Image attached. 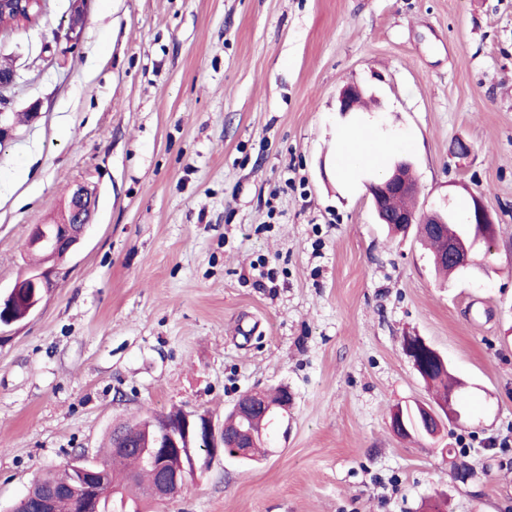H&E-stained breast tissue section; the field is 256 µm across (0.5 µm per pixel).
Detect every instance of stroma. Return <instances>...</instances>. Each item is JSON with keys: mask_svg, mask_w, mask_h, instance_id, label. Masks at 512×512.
Segmentation results:
<instances>
[{"mask_svg": "<svg viewBox=\"0 0 512 512\" xmlns=\"http://www.w3.org/2000/svg\"><path fill=\"white\" fill-rule=\"evenodd\" d=\"M71 6L0 28L10 109L39 110L0 143V289L76 185L95 200L54 288L0 327V512L117 423L220 425L281 386L260 463L206 457L141 512H512V0H87L75 42ZM349 83L368 111H337ZM358 125L413 163L417 210L483 201L470 268L439 277L378 223L376 168L338 165ZM409 333L465 385L432 438L391 427L436 400ZM402 350L418 374L422 378H426L425 381L441 383L447 377V363L444 357L422 337L405 336L402 341ZM429 362L442 364L446 368L438 369L428 376L426 372H430Z\"/></svg>", "mask_w": 512, "mask_h": 512, "instance_id": "35a3bbf8", "label": "stroma"}]
</instances>
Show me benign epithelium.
<instances>
[{"label": "benign epithelium", "instance_id": "7a95c632", "mask_svg": "<svg viewBox=\"0 0 512 512\" xmlns=\"http://www.w3.org/2000/svg\"><path fill=\"white\" fill-rule=\"evenodd\" d=\"M85 4L86 0H72L69 31L74 40L80 37L84 26ZM16 77L17 73L13 68L0 75V142L10 137L14 130L11 113L7 112L9 101L4 91L14 84ZM360 97L362 91L358 86H346L338 98V111H351L353 102ZM366 188L380 224L395 225L399 232L405 233L414 224L444 223L438 212L422 217L414 212L390 211L394 197L412 196L418 191V182L413 174L412 165L407 160L397 161L391 175L368 182ZM91 213V195L84 186H76L60 221L55 224L35 225L30 232L27 248L40 249L49 257L74 251L90 224ZM473 215L476 235L472 242H452L448 245L447 251V258L464 269L473 265L475 243L488 239L493 227L488 211L477 198L474 199ZM53 274L54 270L51 268H40L16 280L7 295L0 298V317L6 319L5 325L9 326L15 322L10 312L17 303H26L30 312L37 308L44 293L53 287ZM402 350L423 378L427 377V372L430 371L429 363L446 364L444 357L420 336L404 337ZM234 410L243 417L256 413L267 416L273 413L274 406L266 403L263 392L250 391L239 396L234 404ZM255 440V434L251 431L247 432L245 437L238 436L227 440L224 427L216 425L206 414L191 415L183 412L177 419L162 422L153 429V434L147 437L145 448L147 460L155 468L153 499L163 501L179 494L185 488L190 466L194 464L195 447L198 442H206L212 452L232 446L236 448V456L245 458L249 454L250 444ZM69 466L80 476L77 480L78 487L87 494H93V478L103 475L102 464L77 455L70 460ZM67 493V488L45 485L30 488L25 499L36 500L39 512H56L58 497Z\"/></svg>", "mask_w": 512, "mask_h": 512}]
</instances>
